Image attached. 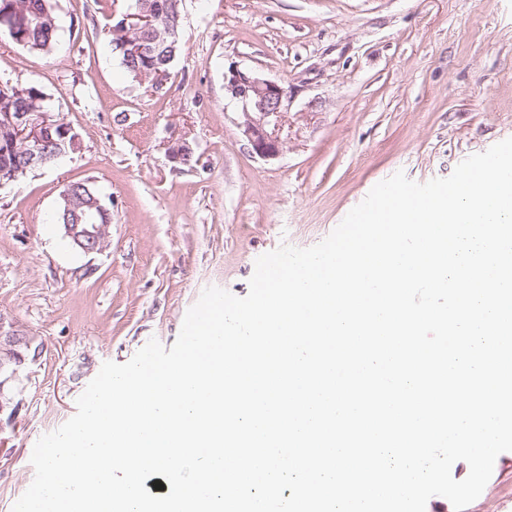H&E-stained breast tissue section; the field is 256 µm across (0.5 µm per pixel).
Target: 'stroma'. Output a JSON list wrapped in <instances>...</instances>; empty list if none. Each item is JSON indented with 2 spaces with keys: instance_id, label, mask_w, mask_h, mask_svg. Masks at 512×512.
Segmentation results:
<instances>
[{
  "instance_id": "1",
  "label": "stroma",
  "mask_w": 512,
  "mask_h": 512,
  "mask_svg": "<svg viewBox=\"0 0 512 512\" xmlns=\"http://www.w3.org/2000/svg\"><path fill=\"white\" fill-rule=\"evenodd\" d=\"M127 4L57 0L49 54L0 32V81L38 87L80 141L0 185V316L41 351L0 414V512L102 364L153 338L171 347L206 287L246 296L260 255L318 244L377 183L448 177L512 137V0H182L181 49L157 89L112 51ZM233 63L294 92L277 158L254 157L236 126ZM176 142L191 164L169 160ZM77 181L112 210L103 253L74 251L53 224ZM465 512H512V452Z\"/></svg>"
}]
</instances>
